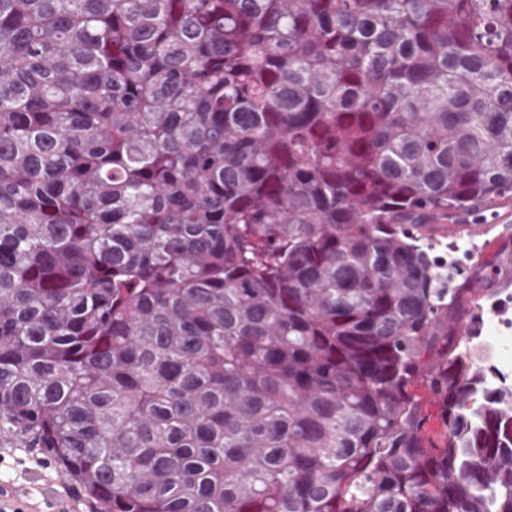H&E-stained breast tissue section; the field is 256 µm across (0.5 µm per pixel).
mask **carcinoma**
<instances>
[{"mask_svg":"<svg viewBox=\"0 0 512 512\" xmlns=\"http://www.w3.org/2000/svg\"><path fill=\"white\" fill-rule=\"evenodd\" d=\"M511 198L512 0H0V439L92 512H512L423 233Z\"/></svg>","mask_w":512,"mask_h":512,"instance_id":"obj_1","label":"carcinoma"}]
</instances>
